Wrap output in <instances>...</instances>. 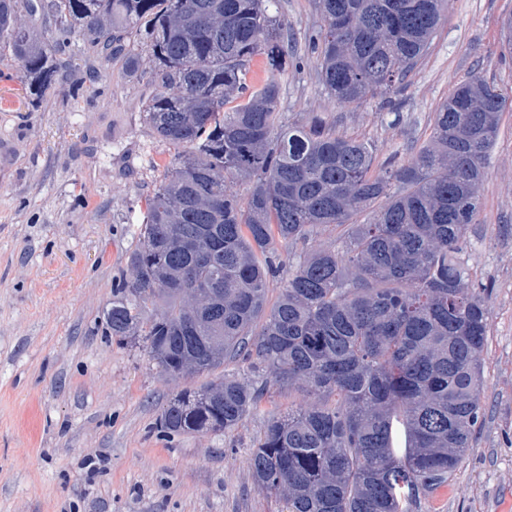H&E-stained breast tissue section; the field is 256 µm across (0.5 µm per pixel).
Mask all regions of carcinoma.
<instances>
[{"label": "carcinoma", "mask_w": 512, "mask_h": 512, "mask_svg": "<svg viewBox=\"0 0 512 512\" xmlns=\"http://www.w3.org/2000/svg\"><path fill=\"white\" fill-rule=\"evenodd\" d=\"M270 2L0 0V50L19 61L33 103L77 41L123 57L135 81L149 76L143 120L173 154L107 327L142 338L166 377H211L172 398L160 431L226 433L270 387L302 391L315 401L268 418L253 443L255 486L286 512H411L448 486L483 415L487 310L457 254L507 99L470 77L434 112L428 143L377 170L367 141L336 135L318 114L290 123L279 111L278 76L295 58ZM442 2L316 0L325 25L309 45L330 95L359 102L403 81ZM22 7L42 13L51 37L19 24ZM257 55L269 77L253 87ZM230 176L250 184L247 196L226 190ZM343 225L341 246L283 259ZM230 363L253 379L224 373Z\"/></svg>", "instance_id": "obj_1"}]
</instances>
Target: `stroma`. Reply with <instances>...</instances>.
<instances>
[{
	"label": "stroma",
	"instance_id": "35a3bbf8",
	"mask_svg": "<svg viewBox=\"0 0 512 512\" xmlns=\"http://www.w3.org/2000/svg\"><path fill=\"white\" fill-rule=\"evenodd\" d=\"M297 65L281 75L288 120L319 114L370 142L377 165L406 162L458 83L479 74L512 97L502 25L512 0H445L428 53L387 94L337 104L307 48L314 0H273ZM39 105L0 54V512H284L259 491L250 447L273 414L308 404L270 389L232 432L166 437L167 403L204 377L171 379L143 344L112 338L105 313L130 279L137 219L170 159L144 124L151 91L120 60L76 44ZM481 208L458 255L483 285L485 417L447 488L417 512H512V105L500 114Z\"/></svg>",
	"mask_w": 512,
	"mask_h": 512
}]
</instances>
